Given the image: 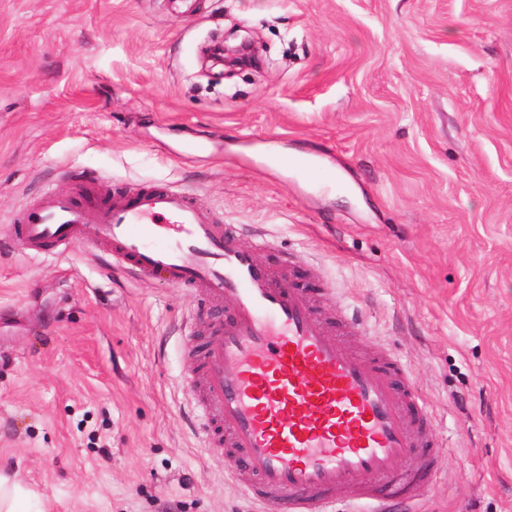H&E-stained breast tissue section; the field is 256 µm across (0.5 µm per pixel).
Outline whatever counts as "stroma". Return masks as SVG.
I'll use <instances>...</instances> for the list:
<instances>
[{
  "instance_id": "obj_1",
  "label": "stroma",
  "mask_w": 512,
  "mask_h": 512,
  "mask_svg": "<svg viewBox=\"0 0 512 512\" xmlns=\"http://www.w3.org/2000/svg\"><path fill=\"white\" fill-rule=\"evenodd\" d=\"M232 33L261 59L224 75ZM84 170L189 191L404 363L441 447L391 512H512V0H0V471L48 512H263L190 402L217 307L18 246Z\"/></svg>"
}]
</instances>
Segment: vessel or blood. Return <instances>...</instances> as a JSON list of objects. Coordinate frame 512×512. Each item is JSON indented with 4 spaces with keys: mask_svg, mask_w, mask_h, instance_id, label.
Segmentation results:
<instances>
[{
    "mask_svg": "<svg viewBox=\"0 0 512 512\" xmlns=\"http://www.w3.org/2000/svg\"><path fill=\"white\" fill-rule=\"evenodd\" d=\"M15 235L59 258L83 241L139 280L232 300L199 359L204 406L222 432L207 447L250 474L241 492L268 512H333L340 489L388 512V497L430 484L435 423L404 366L356 350L361 322L336 326L186 192L113 193L91 176L76 192L43 195Z\"/></svg>",
    "mask_w": 512,
    "mask_h": 512,
    "instance_id": "vessel-or-blood-1",
    "label": "vessel or blood"
}]
</instances>
